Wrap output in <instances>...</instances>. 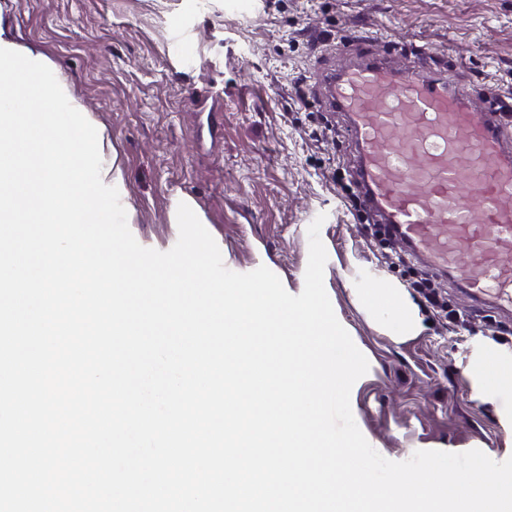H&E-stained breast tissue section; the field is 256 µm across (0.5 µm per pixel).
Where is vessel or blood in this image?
Segmentation results:
<instances>
[{"label": "vessel or blood", "mask_w": 512, "mask_h": 512, "mask_svg": "<svg viewBox=\"0 0 512 512\" xmlns=\"http://www.w3.org/2000/svg\"><path fill=\"white\" fill-rule=\"evenodd\" d=\"M327 84L350 116L370 207L476 305L511 310L512 139L497 91L470 107L467 89L443 83L424 48L409 68L371 59Z\"/></svg>", "instance_id": "obj_1"}]
</instances>
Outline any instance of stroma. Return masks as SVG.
<instances>
[{
	"mask_svg": "<svg viewBox=\"0 0 512 512\" xmlns=\"http://www.w3.org/2000/svg\"><path fill=\"white\" fill-rule=\"evenodd\" d=\"M0 24L42 49L112 141L141 245L174 246L185 197L229 270L266 266L297 295L308 227L324 216L325 289L369 362L351 409L383 457H512V393L481 398L466 375L512 358V311L473 308L445 277L449 308L476 314L470 328L426 307L412 283L428 266L392 261L353 202L349 117L324 82L372 56L408 66L423 47L474 105L489 86L512 98V0H0ZM371 288L401 295L411 331L376 314Z\"/></svg>",
	"mask_w": 512,
	"mask_h": 512,
	"instance_id": "stroma-1",
	"label": "stroma"
}]
</instances>
